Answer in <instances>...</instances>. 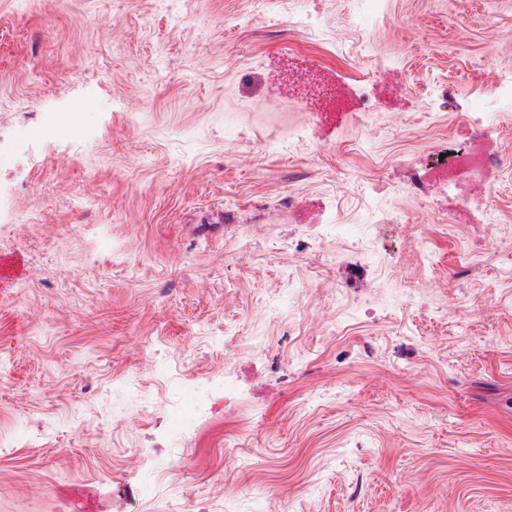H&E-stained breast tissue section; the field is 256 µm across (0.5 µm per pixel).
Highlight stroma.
<instances>
[{
	"label": "stroma",
	"instance_id": "1",
	"mask_svg": "<svg viewBox=\"0 0 512 512\" xmlns=\"http://www.w3.org/2000/svg\"><path fill=\"white\" fill-rule=\"evenodd\" d=\"M354 3L0 0V132L91 103L81 140L0 159V436L30 435L0 512H512V256L485 259L512 243V112L491 231L395 186L497 111L512 0ZM313 64L375 112L311 126L285 80ZM381 181L402 223L329 237ZM196 386L212 414L171 432Z\"/></svg>",
	"mask_w": 512,
	"mask_h": 512
}]
</instances>
